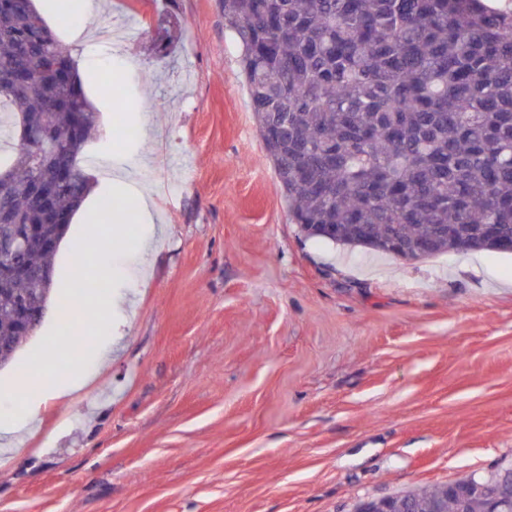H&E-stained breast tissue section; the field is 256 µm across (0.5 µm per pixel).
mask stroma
Masks as SVG:
<instances>
[{
  "label": "stroma",
  "mask_w": 512,
  "mask_h": 512,
  "mask_svg": "<svg viewBox=\"0 0 512 512\" xmlns=\"http://www.w3.org/2000/svg\"><path fill=\"white\" fill-rule=\"evenodd\" d=\"M219 3L76 0L78 43L37 0L97 62L88 172L156 184L159 233L143 260L72 221L132 304L88 385L0 446V512H354L512 467V254L409 261L301 233Z\"/></svg>",
  "instance_id": "35a3bbf8"
}]
</instances>
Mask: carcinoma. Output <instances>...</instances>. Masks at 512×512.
<instances>
[{"label":"carcinoma","mask_w":512,"mask_h":512,"mask_svg":"<svg viewBox=\"0 0 512 512\" xmlns=\"http://www.w3.org/2000/svg\"><path fill=\"white\" fill-rule=\"evenodd\" d=\"M0 10V79L27 73L0 88V132L11 140L19 121L50 127L73 163L58 186L56 206L86 199L91 179L73 135L75 116L90 136L99 113L78 73L64 86L46 73L69 50L34 0H9ZM226 27L242 49L244 77L257 131L273 162L293 223L309 237L334 225L328 241L417 260L420 241L434 238L426 256L471 250L509 252L512 242V13L481 0H222ZM0 188V211L19 224H40L31 198L36 182L54 183V161L18 142ZM57 250L37 241L0 252V269L24 266L25 277L0 276V349L14 361L22 347L17 300L39 295L58 319L71 299L52 295L42 273L53 272ZM62 355L88 348L83 327H62ZM512 480V469L468 476L370 500L412 502L416 512H489L483 483Z\"/></svg>","instance_id":"obj_1"}]
</instances>
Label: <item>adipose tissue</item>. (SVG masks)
Returning <instances> with one entry per match:
<instances>
[{
	"label": "adipose tissue",
	"mask_w": 512,
	"mask_h": 512,
	"mask_svg": "<svg viewBox=\"0 0 512 512\" xmlns=\"http://www.w3.org/2000/svg\"><path fill=\"white\" fill-rule=\"evenodd\" d=\"M107 184L122 187L126 191L123 206L112 212V221L125 224L130 214H138L143 223L152 221V190L145 183L128 182L120 166H112L105 177ZM41 359L27 361L24 372L15 374L13 380L0 387V435H17L35 424L40 400L63 397L82 389L89 378L87 365L67 367L46 374L42 362L55 355L53 345L44 344Z\"/></svg>",
	"instance_id": "obj_1"
}]
</instances>
